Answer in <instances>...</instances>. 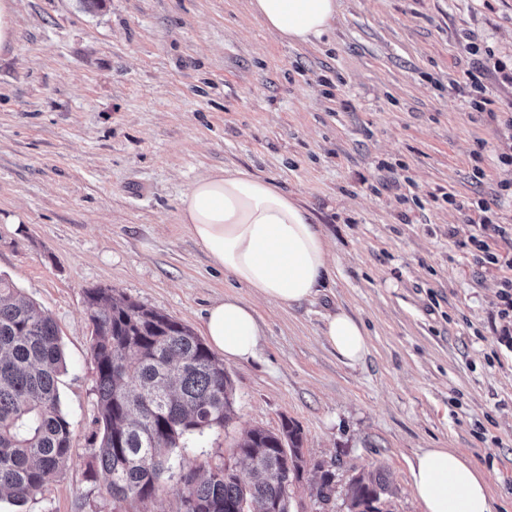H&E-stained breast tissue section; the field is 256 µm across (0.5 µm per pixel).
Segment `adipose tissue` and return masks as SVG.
Returning a JSON list of instances; mask_svg holds the SVG:
<instances>
[{"label":"adipose tissue","mask_w":512,"mask_h":512,"mask_svg":"<svg viewBox=\"0 0 512 512\" xmlns=\"http://www.w3.org/2000/svg\"><path fill=\"white\" fill-rule=\"evenodd\" d=\"M266 29L291 44H311L329 32L338 0H251ZM184 232L254 296L290 308L327 288L332 256L320 225L296 199L239 169L194 181L180 201ZM210 346L237 363L255 358L262 328L255 309L236 297L213 303L205 317ZM322 334L348 364L368 352L367 333L345 311L326 315ZM423 512H493L489 484L454 448H428L409 464Z\"/></svg>","instance_id":"obj_1"}]
</instances>
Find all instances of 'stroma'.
I'll return each instance as SVG.
<instances>
[{
  "instance_id": "obj_1",
  "label": "stroma",
  "mask_w": 512,
  "mask_h": 512,
  "mask_svg": "<svg viewBox=\"0 0 512 512\" xmlns=\"http://www.w3.org/2000/svg\"><path fill=\"white\" fill-rule=\"evenodd\" d=\"M479 55H471L472 47ZM484 70L493 113L466 85ZM512 0H340L315 44L272 35L249 0H18L0 56V277L58 328L70 460L0 512H177L168 480L149 501H112L87 464L96 370L86 289H113L203 334L224 295L251 300L180 222L196 179L241 169L321 224L332 284L293 308L256 303V359L227 364L234 414L190 436L189 457L236 463L248 430L297 423L304 474L291 512L324 509L318 465L338 483L377 472L390 512H421L409 463L457 448L494 512H512V348L500 342L497 270L471 243L512 254L458 203L485 201L512 228ZM343 310L368 352L343 362L321 334Z\"/></svg>"
}]
</instances>
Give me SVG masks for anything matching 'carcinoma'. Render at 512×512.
<instances>
[{
	"label": "carcinoma",
	"instance_id": "obj_1",
	"mask_svg": "<svg viewBox=\"0 0 512 512\" xmlns=\"http://www.w3.org/2000/svg\"><path fill=\"white\" fill-rule=\"evenodd\" d=\"M92 325L100 439L88 462L107 477L114 500L154 498L178 474V512H290L289 488L301 478L300 427L252 429L239 440L248 479L224 466L188 459L185 440L222 428L232 412V383L209 347L183 323L110 288L86 289ZM65 360L53 319L0 278V500L22 504L57 477L70 460L71 423L60 407L58 378ZM315 497L335 494V474L317 465ZM388 485L361 473L345 491L348 512H388Z\"/></svg>",
	"mask_w": 512,
	"mask_h": 512
}]
</instances>
